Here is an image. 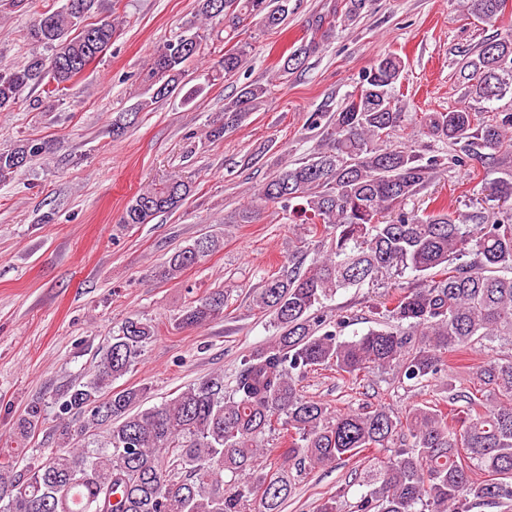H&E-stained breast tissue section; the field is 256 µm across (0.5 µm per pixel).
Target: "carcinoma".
I'll list each match as a JSON object with an SVG mask.
<instances>
[{
    "instance_id": "1",
    "label": "carcinoma",
    "mask_w": 512,
    "mask_h": 512,
    "mask_svg": "<svg viewBox=\"0 0 512 512\" xmlns=\"http://www.w3.org/2000/svg\"><path fill=\"white\" fill-rule=\"evenodd\" d=\"M101 0H84L80 14L68 0L39 14L29 28L36 50L24 60L0 63V111L16 104L27 88L52 94L102 55L117 26L89 21ZM290 0H197V16L227 19V38L239 23L259 18L265 29L280 27ZM372 0H343L328 11V23L351 25ZM506 0H469L467 9L494 23ZM52 48V57L37 51ZM201 37L181 35L152 57L153 93L136 103L149 112L183 82L199 55ZM318 49L303 43L283 59L280 71L298 69ZM244 64V51H224V75ZM406 63L397 54L379 57L324 131L308 159L288 165L265 181L257 198L279 204L288 218L323 234L328 246L312 267L292 266L263 279L255 306L271 316L272 340L245 356L230 382L216 375L190 384L176 396L141 408L146 389L112 390V382L140 363L157 326L126 318L96 352L93 375L71 386L58 403L53 429L57 448L32 455L21 471L0 460V512H281L291 493V470L353 460L370 448L392 453L374 458L369 490L352 512H512V357L472 365V386L448 384L438 404L414 406L400 416L387 406L332 411L301 394L309 369L332 367L345 380L390 369L411 387H425L453 370L475 345L512 341V224H487L479 213L461 214L438 204L420 212L405 206L435 179L436 156L387 145L405 113L395 90ZM465 99L491 103L512 94V28L485 41L459 62ZM269 95L263 84L244 87L224 104V123L206 132L223 137ZM422 132L460 146L464 156L497 175L488 199L512 204V111L482 120L468 104L425 112ZM49 151L45 142L24 140L0 152V182ZM190 186L175 178L129 201L122 224H147L181 207ZM217 241L200 238L178 248L159 274L174 279L212 252ZM413 273L414 287L401 279ZM396 279L383 315L396 322L344 339L347 321L332 319L324 300L347 288ZM224 291L187 307L186 326H204L224 313ZM43 422L34 403L20 416L22 434ZM288 439L276 462L261 465L265 435Z\"/></svg>"
}]
</instances>
